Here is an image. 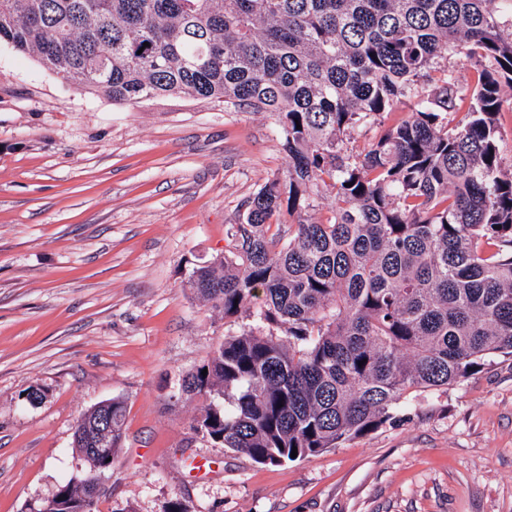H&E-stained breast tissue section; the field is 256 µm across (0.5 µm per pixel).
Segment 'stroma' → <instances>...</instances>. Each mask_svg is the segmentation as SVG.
Masks as SVG:
<instances>
[{"instance_id": "35a3bbf8", "label": "stroma", "mask_w": 512, "mask_h": 512, "mask_svg": "<svg viewBox=\"0 0 512 512\" xmlns=\"http://www.w3.org/2000/svg\"><path fill=\"white\" fill-rule=\"evenodd\" d=\"M288 156L265 112L69 86L0 43V512L78 475L81 414L121 398L98 512H512V358L401 400L365 436L260 465L196 435L183 374L265 333L184 288ZM40 389L42 400L28 394Z\"/></svg>"}]
</instances>
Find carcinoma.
Masks as SVG:
<instances>
[{"mask_svg": "<svg viewBox=\"0 0 512 512\" xmlns=\"http://www.w3.org/2000/svg\"><path fill=\"white\" fill-rule=\"evenodd\" d=\"M2 41L116 105L184 94L272 117L288 170L184 280L224 316L268 327L225 337L183 378L207 402L202 436L279 465L378 430L412 391L512 358L499 147L512 0H0ZM397 107L405 118L386 124ZM125 414L113 398L77 419L82 473L34 512H96L85 482L111 469Z\"/></svg>", "mask_w": 512, "mask_h": 512, "instance_id": "obj_1", "label": "carcinoma"}]
</instances>
